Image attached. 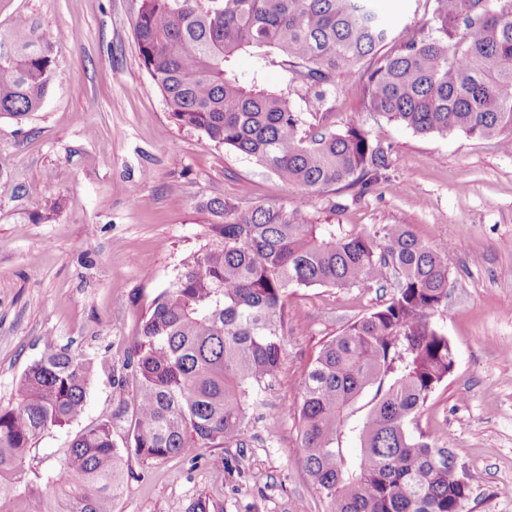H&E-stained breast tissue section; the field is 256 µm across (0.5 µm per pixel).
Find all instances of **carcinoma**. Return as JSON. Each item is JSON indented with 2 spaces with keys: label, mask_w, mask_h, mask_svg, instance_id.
I'll use <instances>...</instances> for the list:
<instances>
[{
  "label": "carcinoma",
  "mask_w": 512,
  "mask_h": 512,
  "mask_svg": "<svg viewBox=\"0 0 512 512\" xmlns=\"http://www.w3.org/2000/svg\"><path fill=\"white\" fill-rule=\"evenodd\" d=\"M135 38L152 86L181 126L203 132L307 193L371 191L390 147L362 119L310 123L292 95L333 110L336 75H366L364 111L421 135L512 146V0H433L429 27L395 32L377 0H141ZM392 45L391 51H379ZM272 56L288 89L245 80L240 54ZM54 74V41L23 18L0 30V115L37 111ZM211 241L183 262L139 318L126 367L129 445L112 422L73 437L54 470L25 468L43 434L80 419L92 361L46 345L0 409V512H114L125 455L161 461L241 441L248 413L277 379L292 288H395L322 345L294 407L305 468L326 512H464L471 487L448 449L415 435L420 410L454 363L435 317L448 310V263L405 224H318L303 206L201 203ZM356 438L359 448L344 447Z\"/></svg>",
  "instance_id": "cac0c4a2"
}]
</instances>
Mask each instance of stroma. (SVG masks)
<instances>
[{
	"label": "stroma",
	"mask_w": 512,
	"mask_h": 512,
	"mask_svg": "<svg viewBox=\"0 0 512 512\" xmlns=\"http://www.w3.org/2000/svg\"><path fill=\"white\" fill-rule=\"evenodd\" d=\"M139 0H0V28L36 21L56 40L54 77L37 112L0 116V408L46 341L94 361L84 416L46 432L26 464L51 468L84 426L111 421L125 446L131 387L121 372L144 306L208 242L200 204L247 210L302 205L323 224H406L448 262L438 320L454 365L417 417L463 470L465 512H512V152L453 132L422 136L363 112L360 75L336 79L337 128L380 126L391 167L374 190L304 193L251 157L170 117L134 37ZM392 288H295L286 353L240 443L168 460L129 456L115 512H324L298 422L304 373L322 344L386 302Z\"/></svg>",
	"instance_id": "35a3bbf8"
}]
</instances>
